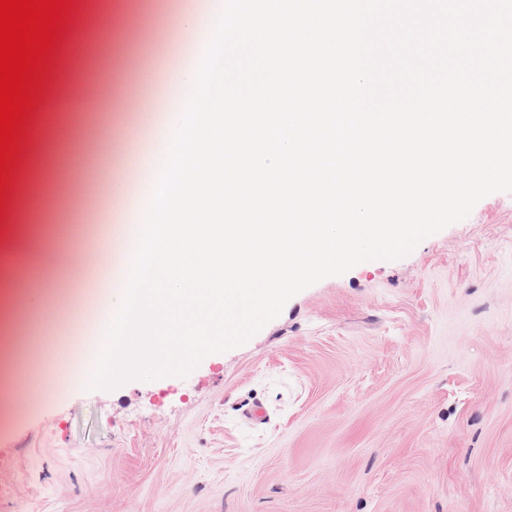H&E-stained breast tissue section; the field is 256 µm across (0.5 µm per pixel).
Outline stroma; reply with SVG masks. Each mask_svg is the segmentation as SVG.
I'll return each mask as SVG.
<instances>
[{
    "label": "stroma",
    "instance_id": "1",
    "mask_svg": "<svg viewBox=\"0 0 512 512\" xmlns=\"http://www.w3.org/2000/svg\"><path fill=\"white\" fill-rule=\"evenodd\" d=\"M201 5L76 11L0 220V353L20 369L67 375L72 294L103 265L86 227L108 224L115 172L147 189L162 76ZM0 512H512V193L308 287L186 377L0 390Z\"/></svg>",
    "mask_w": 512,
    "mask_h": 512
}]
</instances>
